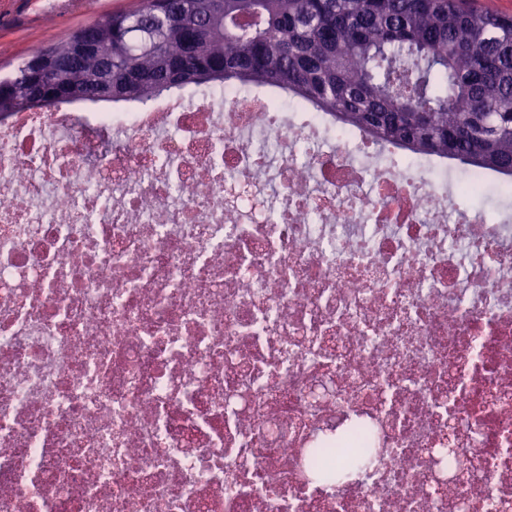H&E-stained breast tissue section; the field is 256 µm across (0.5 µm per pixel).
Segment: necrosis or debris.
I'll return each mask as SVG.
<instances>
[{
    "label": "necrosis or debris",
    "instance_id": "4bbe7bcc",
    "mask_svg": "<svg viewBox=\"0 0 512 512\" xmlns=\"http://www.w3.org/2000/svg\"><path fill=\"white\" fill-rule=\"evenodd\" d=\"M459 170L266 87L0 114V512H512V225ZM463 202L471 209L486 213L489 218L496 219L497 214L512 210V194L499 193L465 196Z\"/></svg>",
    "mask_w": 512,
    "mask_h": 512
}]
</instances>
